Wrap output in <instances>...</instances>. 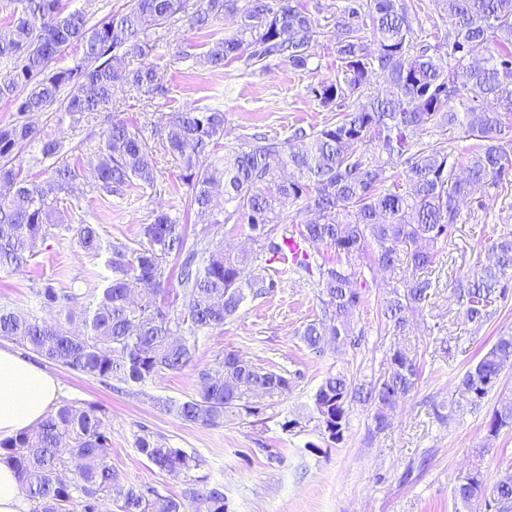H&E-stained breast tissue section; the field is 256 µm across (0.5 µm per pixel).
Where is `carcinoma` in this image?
<instances>
[{
  "instance_id": "obj_1",
  "label": "carcinoma",
  "mask_w": 512,
  "mask_h": 512,
  "mask_svg": "<svg viewBox=\"0 0 512 512\" xmlns=\"http://www.w3.org/2000/svg\"><path fill=\"white\" fill-rule=\"evenodd\" d=\"M451 29L431 43L416 36L413 7L406 0H348L336 16V55L341 77L311 88L325 106L343 109L341 118L317 132L303 127L284 140L255 137L245 150L213 159L224 134V113L200 107L160 118L163 149L179 160L181 182L191 190L195 222L207 230L230 233L247 220L268 254L280 263L284 238L296 233L306 244L324 243L336 260L317 265L321 316L307 323L300 339L315 354L325 345L360 344L351 320L363 302L355 288L365 262L384 270L405 253L416 273L398 278L384 298L386 327L403 335L410 316L433 295V281L420 274L435 262L439 245L452 239L460 200L493 189L512 191V0H440ZM7 18L9 34L0 37V59L14 63L0 76V101L17 104L18 118L0 124V268L21 269L36 255L39 239L51 228L71 235L80 252L96 258L103 249L90 224L55 223L58 205L73 203L78 166L59 161L61 146L41 142L34 165L48 163V180L37 183L13 165L14 152L36 139L28 115L53 107L74 121L95 119L112 107L118 89L150 97L166 91V69L144 62L118 69L112 56L144 60L153 51L148 32L181 15L191 30H207L239 17L238 27L208 43L202 53L209 67L221 69L240 58L244 45L261 64L279 58L301 74L323 31L299 0H131L130 8L90 26L77 11L65 12L61 0H15ZM82 56L69 68H51L69 46ZM380 79L384 92L370 94L357 107L344 109L345 95ZM66 96H61L64 89ZM442 124L461 129L479 144L460 163L448 152V140L417 148V135ZM96 191L103 198L132 188L152 187L156 163L141 130L114 120L96 153ZM406 165L408 192L385 188L393 178L389 161ZM289 165L294 173L279 176ZM463 173H457V167ZM217 194L234 204L219 216ZM300 201L310 214L299 231L282 223L281 206ZM138 247L109 246L112 279L75 316L76 298L49 285L33 289L38 304L57 308L52 323L33 313L0 306V339L100 380L143 384L165 372H179L194 358L198 334L221 329L247 297L269 294L274 278L256 273L258 256L229 253L220 244L202 252L186 246L185 228L167 212L156 210L141 227ZM376 250L367 253L369 244ZM493 261L472 253L468 270L456 278L453 294L462 317L480 328L492 321L512 287V232L487 241ZM179 260L176 280L181 307L156 302L163 291L167 258ZM140 297H129V281ZM79 319L82 330L67 325ZM389 370L377 378L359 379L348 369L328 375L313 396V410L326 441L344 439L353 405L368 408L373 429L392 423L399 402L419 380L416 361L397 346L386 355ZM219 364L222 375L197 373L196 392L185 400L166 399L162 409L187 423L218 427L263 412L258 400L276 401L291 389L288 372L257 367L229 350ZM512 366V332L506 331L460 376L459 398L434 407L441 425L479 410ZM492 439L512 428V404L495 410L485 423ZM139 452L169 478L181 482V495H161L140 485L122 484L112 468L110 426L94 406L65 403L37 426L0 441V459L10 463L22 482L28 512H227L224 487L197 476L200 461L148 435L136 439ZM456 512H472L484 501L485 512H512V471L494 479L474 464L453 488Z\"/></svg>"
}]
</instances>
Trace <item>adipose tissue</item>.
Instances as JSON below:
<instances>
[{
	"mask_svg": "<svg viewBox=\"0 0 512 512\" xmlns=\"http://www.w3.org/2000/svg\"><path fill=\"white\" fill-rule=\"evenodd\" d=\"M60 389L54 375L0 347V440L40 423L58 400Z\"/></svg>",
	"mask_w": 512,
	"mask_h": 512,
	"instance_id": "1",
	"label": "adipose tissue"
}]
</instances>
